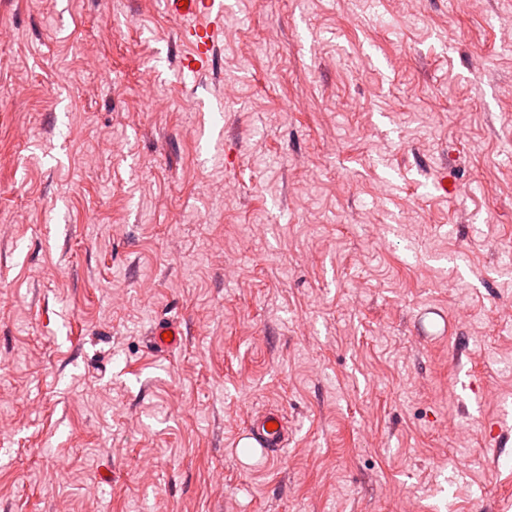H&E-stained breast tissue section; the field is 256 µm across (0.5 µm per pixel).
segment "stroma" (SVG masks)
Here are the masks:
<instances>
[{"instance_id":"1","label":"stroma","mask_w":512,"mask_h":512,"mask_svg":"<svg viewBox=\"0 0 512 512\" xmlns=\"http://www.w3.org/2000/svg\"><path fill=\"white\" fill-rule=\"evenodd\" d=\"M228 2L0 0V512H512V0ZM182 1H188V5ZM167 3L170 11L182 21L179 39L192 49L184 66L191 71L207 67L223 28L224 0H169ZM167 333V337L163 338V334ZM169 333H172V338H169ZM151 345L159 351H165L177 347L181 344L184 332L176 324L173 323H158L154 326L153 331L150 333ZM268 423L275 424V429H266ZM246 430L242 439H251V448H261L262 458L269 461L282 455L286 447L287 429L279 413L267 411L258 415Z\"/></svg>"}]
</instances>
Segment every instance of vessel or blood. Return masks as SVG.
<instances>
[{
	"mask_svg": "<svg viewBox=\"0 0 512 512\" xmlns=\"http://www.w3.org/2000/svg\"><path fill=\"white\" fill-rule=\"evenodd\" d=\"M168 5L182 21L180 40L192 49L184 62L185 67L191 71L207 67L223 28L224 0H168ZM183 336L178 325L160 323L154 326L150 343L156 350L165 351L180 345ZM245 436L252 440L254 447L260 448L264 459L275 460L286 447L287 429L279 413L267 411L251 422Z\"/></svg>",
	"mask_w": 512,
	"mask_h": 512,
	"instance_id": "1",
	"label": "vessel or blood"
}]
</instances>
